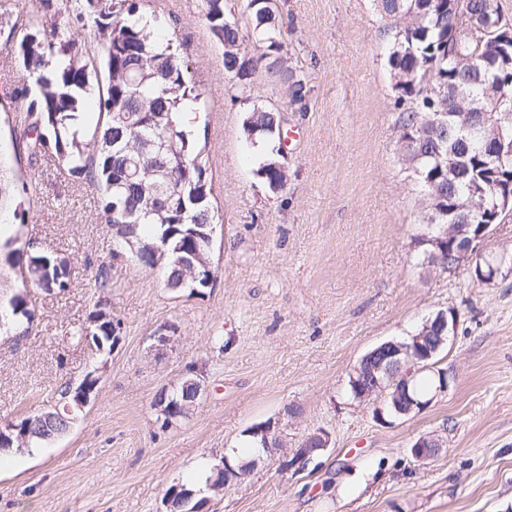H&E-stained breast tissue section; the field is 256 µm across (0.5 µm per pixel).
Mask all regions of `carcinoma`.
Returning <instances> with one entry per match:
<instances>
[{
	"label": "carcinoma",
	"mask_w": 512,
	"mask_h": 512,
	"mask_svg": "<svg viewBox=\"0 0 512 512\" xmlns=\"http://www.w3.org/2000/svg\"><path fill=\"white\" fill-rule=\"evenodd\" d=\"M381 17L395 24L388 57L395 98L398 158L411 169L426 197V224L433 232L458 223V216L472 214L475 224L500 223L492 212L494 198L512 192V163L492 165L494 135L492 113L503 94L512 97V42L501 34L472 31L468 18L499 14L494 0H374ZM64 12L89 27L79 39L66 23L46 25L36 18L25 28L15 51L31 79L34 91L24 90V137L30 157L51 152L70 176L86 179L100 192L104 223L136 224L142 249L168 238L161 258L164 286L182 282V251H192L193 234L202 224L217 223L212 203V184L199 139L178 121L185 106H204L203 93L181 63L179 47L162 40L164 20L146 18L144 0H62ZM252 35L261 50L257 56L240 52L242 35L237 22L225 14L224 0H202V15L214 40L224 48V71L246 90L256 70L263 68L287 86L289 101L307 111L309 88L297 69L286 65L281 32L283 21L276 0H246ZM96 94L97 117L85 120L90 94ZM432 112H446L444 122L424 138L409 134ZM463 112H484L483 125L462 133ZM246 137L261 142H280L279 111L252 105L243 121ZM167 149L157 155V144ZM279 151L273 150L255 170L273 192L284 188ZM164 175H153L156 167ZM165 192L152 190L155 180ZM38 288L59 292L69 287V275L59 267L56 255L28 249L19 255ZM421 261L445 265L450 261L448 243L440 249L421 251ZM112 264L102 262L94 274L99 292L94 309L106 301L112 288ZM12 323H32L34 314L25 296L9 301ZM91 339L109 353L112 321L90 317L75 331L81 344ZM444 368L423 371L410 384V392L427 398L440 385ZM16 426L31 433L29 445L37 447L64 433L61 423L43 428L30 414ZM252 461L229 458L224 483L241 480ZM192 488L170 486L166 498L170 512H182L183 494Z\"/></svg>",
	"instance_id": "1"
}]
</instances>
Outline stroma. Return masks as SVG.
<instances>
[{
    "label": "stroma",
    "instance_id": "35a3bbf8",
    "mask_svg": "<svg viewBox=\"0 0 512 512\" xmlns=\"http://www.w3.org/2000/svg\"><path fill=\"white\" fill-rule=\"evenodd\" d=\"M148 7L176 20L204 93L196 131L219 215L208 288L174 291L132 254L111 259L97 191L60 171L53 154L29 159L25 101L14 94L24 75L4 42L13 23L45 9L42 0H0V182L29 186L27 196H0V243L36 240L69 260L71 280L61 294L25 284L0 253V308L20 293L34 312L28 333L0 328V424L44 408L65 381L98 377L66 434L0 453V512H165L170 486L243 446L261 422L291 450L318 429L331 445L298 475L279 456L261 457L243 481L210 493L202 512H512V278L487 285L466 269L416 261L431 229L396 157L389 22L372 0H277L286 59L310 87L301 112L261 70L249 101L236 99L201 0ZM252 103L278 107L283 130L298 134L285 146L288 181L277 192L255 176L261 150L242 128ZM104 261L121 340L99 356L71 335L88 322ZM440 311L457 315L439 362L454 383L416 415L377 421L374 403L350 397L351 373L368 350L411 336ZM167 323L180 342L158 356L150 336ZM191 376L203 394L162 424L157 395ZM423 436L443 442L427 461L411 454Z\"/></svg>",
    "mask_w": 512,
    "mask_h": 512
}]
</instances>
